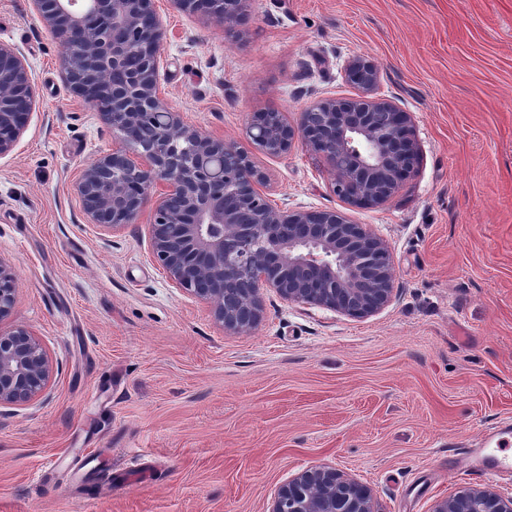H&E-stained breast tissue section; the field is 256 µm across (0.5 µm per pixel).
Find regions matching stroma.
Here are the masks:
<instances>
[{
  "mask_svg": "<svg viewBox=\"0 0 512 512\" xmlns=\"http://www.w3.org/2000/svg\"><path fill=\"white\" fill-rule=\"evenodd\" d=\"M166 28L164 101L247 151L273 205L345 214L391 254L392 302L352 318L262 295L247 334L170 284L150 212L88 223L81 168L112 131L74 94L62 45L32 0H0L35 105L0 157V260L19 271L4 326H27L56 368L47 391L0 408V512H268L312 466L371 489L378 512H430L459 487L448 456L512 421V0H249L237 32L152 0ZM413 117L419 155L385 204L354 207L323 159L258 151L247 123L289 122L354 98L347 62Z\"/></svg>",
  "mask_w": 512,
  "mask_h": 512,
  "instance_id": "stroma-1",
  "label": "stroma"
}]
</instances>
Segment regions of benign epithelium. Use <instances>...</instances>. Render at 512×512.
I'll return each instance as SVG.
<instances>
[{
	"label": "benign epithelium",
	"mask_w": 512,
	"mask_h": 512,
	"mask_svg": "<svg viewBox=\"0 0 512 512\" xmlns=\"http://www.w3.org/2000/svg\"><path fill=\"white\" fill-rule=\"evenodd\" d=\"M152 0H34L60 39L65 79L96 107L121 142L79 173L76 185L92 224L118 228L151 207L148 247L172 286L205 302L237 334L262 317V290L283 299L363 318L393 298L387 245L336 211L288 210L267 203L265 177L247 153L184 123L158 92L163 21ZM204 11L227 31L247 0H172ZM346 75L355 99L312 102L292 125L275 109L254 113L248 135L270 156L300 143L332 165L331 187L352 206L387 202L418 154L410 113L373 96L378 72L353 58ZM35 103L26 59L0 44V156L27 128ZM146 128L150 139L142 138ZM16 267L0 261V322L18 293ZM55 373L46 349L23 325L0 328V407L41 396ZM269 512H378L371 490L331 467L307 468L283 484ZM431 512H512V496L462 487Z\"/></svg>",
	"instance_id": "7a95c632"
}]
</instances>
